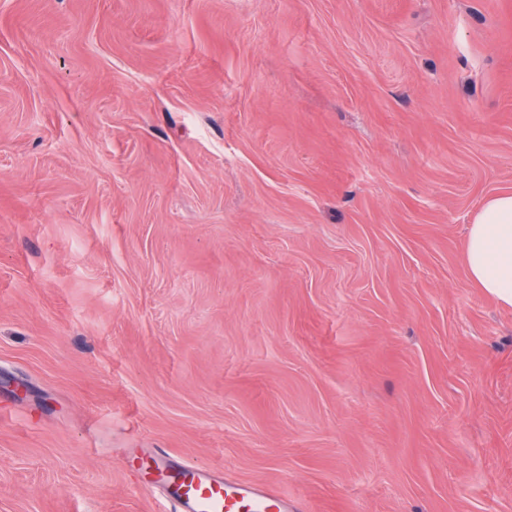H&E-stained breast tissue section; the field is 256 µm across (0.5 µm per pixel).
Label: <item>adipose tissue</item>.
I'll list each match as a JSON object with an SVG mask.
<instances>
[{
  "label": "adipose tissue",
  "instance_id": "obj_1",
  "mask_svg": "<svg viewBox=\"0 0 512 512\" xmlns=\"http://www.w3.org/2000/svg\"><path fill=\"white\" fill-rule=\"evenodd\" d=\"M463 263L477 288L512 308V193L483 202L463 244Z\"/></svg>",
  "mask_w": 512,
  "mask_h": 512
}]
</instances>
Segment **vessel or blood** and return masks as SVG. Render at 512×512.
Segmentation results:
<instances>
[{
	"instance_id": "vessel-or-blood-1",
	"label": "vessel or blood",
	"mask_w": 512,
	"mask_h": 512,
	"mask_svg": "<svg viewBox=\"0 0 512 512\" xmlns=\"http://www.w3.org/2000/svg\"><path fill=\"white\" fill-rule=\"evenodd\" d=\"M171 512H303L305 501L273 485L244 484L201 465L176 466L154 459Z\"/></svg>"
}]
</instances>
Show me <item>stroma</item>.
<instances>
[{"instance_id":"stroma-1","label":"stroma","mask_w":512,"mask_h":512,"mask_svg":"<svg viewBox=\"0 0 512 512\" xmlns=\"http://www.w3.org/2000/svg\"><path fill=\"white\" fill-rule=\"evenodd\" d=\"M512 0H0V512H512ZM463 263L477 288L512 308V193L483 202L463 244ZM161 488L172 512H301L305 500L288 497L273 485L244 484L202 465L170 464L154 458Z\"/></svg>"}]
</instances>
